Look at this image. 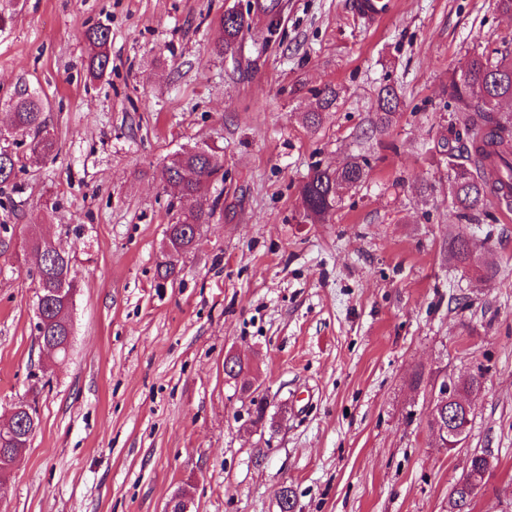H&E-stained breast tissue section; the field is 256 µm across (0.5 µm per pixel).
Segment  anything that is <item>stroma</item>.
<instances>
[{
    "label": "stroma",
    "instance_id": "stroma-1",
    "mask_svg": "<svg viewBox=\"0 0 512 512\" xmlns=\"http://www.w3.org/2000/svg\"><path fill=\"white\" fill-rule=\"evenodd\" d=\"M254 0H0V101L46 95L53 160L0 188V423L35 404L40 425L0 485V512H448L471 452L492 469L472 512H512V216L489 197L473 242L481 267L448 253L456 231L438 151L463 131L446 87L473 53L512 52L496 0H394L377 27L349 0H283L276 33ZM249 12L235 55L211 40L228 8ZM112 32L103 80L86 74L85 26ZM400 117L371 119L382 87ZM338 98L321 126L317 93ZM216 143L215 209L177 274L166 258L176 151ZM366 160L328 221L302 219L316 165ZM77 275L66 359L37 338L32 238ZM240 358L266 405L224 376ZM484 377L465 448L427 427L433 382ZM254 398V399H255Z\"/></svg>",
    "mask_w": 512,
    "mask_h": 512
}]
</instances>
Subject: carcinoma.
<instances>
[{"label":"carcinoma","instance_id":"carcinoma-1","mask_svg":"<svg viewBox=\"0 0 512 512\" xmlns=\"http://www.w3.org/2000/svg\"><path fill=\"white\" fill-rule=\"evenodd\" d=\"M250 22L243 13L232 11L220 19L212 52L217 56L235 53L239 40L249 31ZM83 39L91 47L87 64V77L101 79L107 72L110 57L108 45L112 42L109 28L92 25L83 32ZM448 93L463 112L462 120L468 136L467 144L459 147L448 140L440 145V153L448 159V183L454 216L460 225L448 242V251L458 265L471 268L475 257L469 247L464 224L483 208L489 194H512V113L502 111L505 103H512V55L491 58L475 53L464 70L453 74ZM320 111L305 116L307 125L318 128L323 113L332 110L336 102V89L320 91ZM46 105L39 92L22 85L8 104L11 120L0 137L21 136L30 141L29 158L35 162L49 158L55 150V140L45 116ZM399 98L396 90L387 86L379 91L373 117V129L383 133L399 118ZM20 161L16 152L0 146V184H8L15 177ZM224 175L221 148L206 143L177 152L160 168V179L176 191L174 210L166 236L170 252L157 266V275L167 280L176 274L178 256L189 250L200 225L210 223L214 209L203 208L201 198L210 184ZM364 159L352 157L342 166L331 169L316 166L300 186L302 219L312 224L324 223L336 207L337 190L355 189L367 179ZM33 251L46 259V271L37 279V335L61 347L58 356L66 358L68 347L62 346L68 326L69 312L57 297L60 288L75 287L74 274L68 254L41 241L33 240ZM232 368L225 376L235 380L239 391L248 393L252 381L242 376L241 361L225 357ZM20 449L13 437L0 436V473L11 472V465Z\"/></svg>","mask_w":512,"mask_h":512}]
</instances>
